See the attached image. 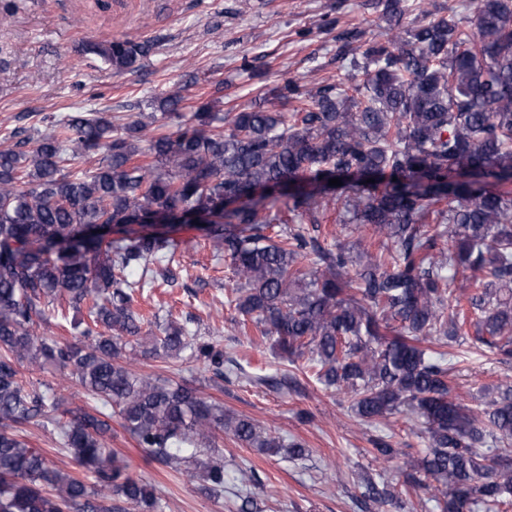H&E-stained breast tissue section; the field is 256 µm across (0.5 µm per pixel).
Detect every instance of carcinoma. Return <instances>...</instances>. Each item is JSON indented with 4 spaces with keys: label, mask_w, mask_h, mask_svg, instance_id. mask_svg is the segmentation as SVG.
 I'll return each mask as SVG.
<instances>
[{
    "label": "carcinoma",
    "mask_w": 512,
    "mask_h": 512,
    "mask_svg": "<svg viewBox=\"0 0 512 512\" xmlns=\"http://www.w3.org/2000/svg\"><path fill=\"white\" fill-rule=\"evenodd\" d=\"M382 6L386 39L359 46L364 32L344 31L354 59L333 83L291 79L239 112L216 97L187 117L177 89L159 103L181 119L173 132L149 129L153 114L116 127L80 112L0 150V512H162L155 487L112 451L114 415L152 460L195 466L215 495L225 484L211 454L217 430L306 456L195 388L129 367L128 338L147 324L150 353L188 350L219 381L243 373L220 343L195 338L193 316L161 325L133 310L144 287L134 272L168 284L174 259L165 235L132 226L194 215L231 261L242 333L251 324L276 357L305 359V376L348 395L360 421L406 411L420 422L426 448L400 469L404 486L442 512L512 506V385L473 409L452 394L442 351L473 321V342L512 361V0H474L466 27L438 0ZM153 48L115 39L83 53L122 74ZM99 154L88 173L65 166ZM333 207L343 224L386 239L377 249L358 240L365 264L353 274L349 249L321 230ZM115 229L124 237L105 238ZM465 270L479 277L459 280ZM54 303L85 311L61 314L76 341L36 334ZM25 362L59 368L97 404L63 407L50 385L22 379ZM31 426L50 431L90 480L30 447L21 431ZM373 444L378 460L401 455ZM361 497L402 506L381 474Z\"/></svg>",
    "instance_id": "carcinoma-1"
}]
</instances>
